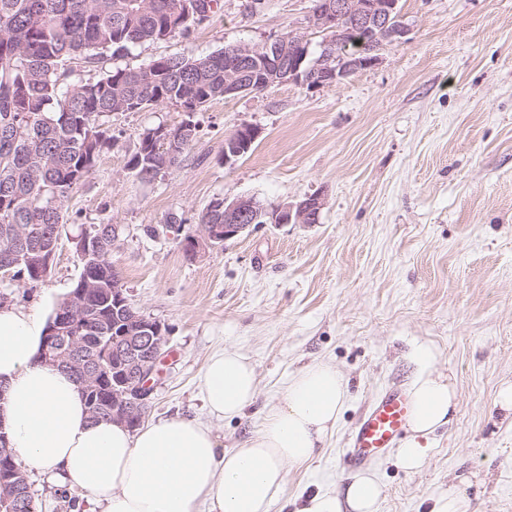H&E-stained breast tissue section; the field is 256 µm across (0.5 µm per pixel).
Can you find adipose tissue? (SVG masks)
<instances>
[{"mask_svg":"<svg viewBox=\"0 0 512 512\" xmlns=\"http://www.w3.org/2000/svg\"><path fill=\"white\" fill-rule=\"evenodd\" d=\"M47 313L0 307V421L29 470L59 477L102 512H269L288 470L314 461L332 434L348 396L340 372L325 363L299 370L282 403L268 409L243 448H220L214 431L192 418L171 417L131 429L92 418L80 386L40 358ZM201 392L219 419L244 415L258 397L250 360L237 349L212 355ZM413 413L398 461L408 471L425 462L429 439L452 421L451 378L424 373L411 384ZM381 485L355 475L340 490L294 501V512H377Z\"/></svg>","mask_w":512,"mask_h":512,"instance_id":"adipose-tissue-1","label":"adipose tissue"}]
</instances>
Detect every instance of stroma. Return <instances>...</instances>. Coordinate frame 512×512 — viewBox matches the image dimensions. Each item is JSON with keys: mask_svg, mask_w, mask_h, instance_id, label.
<instances>
[{"mask_svg": "<svg viewBox=\"0 0 512 512\" xmlns=\"http://www.w3.org/2000/svg\"><path fill=\"white\" fill-rule=\"evenodd\" d=\"M410 33L375 67L310 89L285 83L217 100L194 113L197 138L182 163L138 179L127 162L143 132L178 125L176 103L115 112L114 136L63 204L50 273L0 280L8 305L43 310L75 286V239L119 224L116 266L135 307L168 328L147 421L185 416L211 425L224 448L246 446L306 365L336 367L349 398L320 459L289 471L269 512L338 486L351 432L385 390L423 372L455 377L459 404L411 473L396 450L367 469L383 486L377 512H430L463 478L467 512H512V421L495 405L512 384V0H401ZM312 0H223L189 38L131 47L119 67L162 57H203L308 32ZM252 124V152L224 162V139ZM317 195L315 224H261L187 260L174 233H147L170 216L194 230L216 197H252L266 208ZM231 347L258 380L244 417L211 420L198 379ZM432 360H424V351ZM40 512H70L48 475L30 473Z\"/></svg>", "mask_w": 512, "mask_h": 512, "instance_id": "stroma-1", "label": "stroma"}]
</instances>
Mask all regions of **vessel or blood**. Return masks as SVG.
Returning a JSON list of instances; mask_svg holds the SVG:
<instances>
[{"instance_id":"vessel-or-blood-1","label":"vessel or blood","mask_w":512,"mask_h":512,"mask_svg":"<svg viewBox=\"0 0 512 512\" xmlns=\"http://www.w3.org/2000/svg\"><path fill=\"white\" fill-rule=\"evenodd\" d=\"M412 412L409 397L395 389L383 395L360 420L349 439L343 457L346 468L366 465L388 448L406 431Z\"/></svg>"}]
</instances>
